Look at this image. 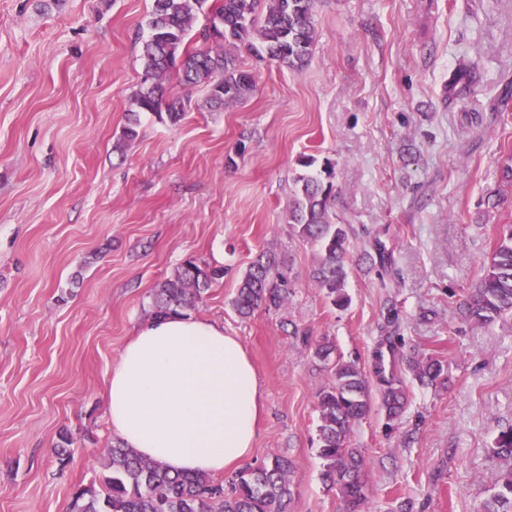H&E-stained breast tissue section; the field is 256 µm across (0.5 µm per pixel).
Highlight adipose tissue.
<instances>
[{"label":"adipose tissue","instance_id":"obj_1","mask_svg":"<svg viewBox=\"0 0 512 512\" xmlns=\"http://www.w3.org/2000/svg\"><path fill=\"white\" fill-rule=\"evenodd\" d=\"M263 384L221 322L169 313L139 323L105 384L112 430L171 472L221 475L252 453Z\"/></svg>","mask_w":512,"mask_h":512}]
</instances>
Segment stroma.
I'll return each instance as SVG.
<instances>
[{
  "label": "stroma",
  "mask_w": 512,
  "mask_h": 512,
  "mask_svg": "<svg viewBox=\"0 0 512 512\" xmlns=\"http://www.w3.org/2000/svg\"><path fill=\"white\" fill-rule=\"evenodd\" d=\"M152 0H0V512H69L115 441L101 392L154 288L185 260L223 268L193 317L239 337L264 387L251 463L297 465L291 512H342L321 480L316 393L331 338L372 368L398 314L403 353L442 356L448 381L407 379L399 424L372 412L351 434L366 457L368 512H481L512 424V316L462 322L459 306L512 224V0H319L316 44L292 71L243 56L244 102L216 110L181 91L182 120L139 115L112 145L143 73ZM463 108L444 104L460 59ZM334 165L332 213L354 252L382 245L384 274L348 269L346 309L313 285L314 246L288 206L301 162ZM263 251L293 290L238 315L241 274ZM70 445H62V437Z\"/></svg>",
  "instance_id": "obj_1"
}]
</instances>
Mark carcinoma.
<instances>
[{
  "instance_id": "cac0c4a2",
  "label": "carcinoma",
  "mask_w": 512,
  "mask_h": 512,
  "mask_svg": "<svg viewBox=\"0 0 512 512\" xmlns=\"http://www.w3.org/2000/svg\"><path fill=\"white\" fill-rule=\"evenodd\" d=\"M318 0H153L149 35L142 44L143 75L135 93L137 111L113 144L122 152L138 137L137 113L151 112L178 123L186 102L166 82L203 86L208 102L217 108L238 104L255 89L251 71L240 58L251 54L292 71L309 62L316 42L314 12ZM211 15L200 37L203 45L185 44L199 12ZM334 167L324 163L318 173L296 178L288 209V223L303 241L316 247L311 280L338 309L350 304L346 292L351 256L349 230L332 221ZM369 267L386 268L390 259L382 248L364 251ZM224 270L186 261L162 281L152 294V315L185 311L203 298ZM292 282L285 262L261 252L241 275L233 305L247 317L265 308L278 309L288 300ZM512 314V225L502 227L483 273L462 303V316L479 325ZM314 357L331 373V381L317 393L318 448L323 460L322 480L338 492L345 512H365V457L350 446L353 428L378 408L391 424L408 404L402 372L422 384L448 380V363L432 355L413 353L397 364L375 355L374 377L357 358L336 353L328 338L314 345ZM494 456L505 468L492 482L493 495L483 512H512V424L495 441ZM99 484L73 492L71 512H289L293 499L295 462L273 455L258 465L245 466L226 479L203 474H172L161 464L145 460L117 441L103 451Z\"/></svg>"
}]
</instances>
